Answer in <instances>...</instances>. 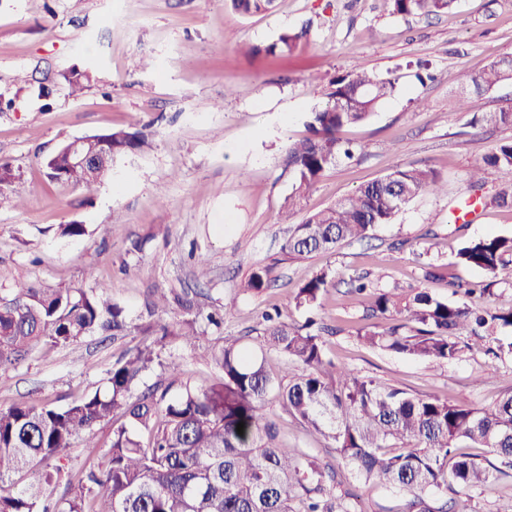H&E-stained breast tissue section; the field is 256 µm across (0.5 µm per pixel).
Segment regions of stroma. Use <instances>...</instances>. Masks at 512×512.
<instances>
[{
  "label": "stroma",
  "instance_id": "stroma-1",
  "mask_svg": "<svg viewBox=\"0 0 512 512\" xmlns=\"http://www.w3.org/2000/svg\"><path fill=\"white\" fill-rule=\"evenodd\" d=\"M286 30L301 35L290 55H248V47L263 49ZM510 54L512 0H455L448 12L407 17L390 14L384 0H276L273 10L252 17L225 0H0V159L16 173L0 192V292L21 280L85 290L103 284L137 323L148 319V300L173 292L193 300L217 352L225 337L254 335L271 308L283 321L303 323L307 312L295 307L293 291L324 272L333 286L316 313L338 330L326 339L331 359L419 396L488 407L512 388V355L494 356L482 341L435 365L366 348L356 331L377 321L348 289L351 278L373 271L383 287L406 294L425 287L449 300L450 282L485 280L483 271L457 264L456 253L471 238L512 236V209L493 202L502 188L494 170L485 171L476 194L469 173L494 146L512 141V126L470 121L512 106V81L471 95L463 112L457 93ZM420 62L429 64L432 80L418 81ZM360 63L395 79L397 91L369 120L338 132L353 159L327 169L303 213L281 221L293 184L285 150L309 137L308 115L326 102L331 81ZM73 67L92 76L76 98L63 81ZM110 128L144 131L154 147L115 157L109 178L90 194L47 178L45 157ZM398 163L434 169L443 191L419 195L371 238L335 252L302 260L283 252L289 224ZM73 223L85 225V235L61 236L60 225ZM200 253L208 259L203 279L195 275ZM428 263L440 265V278L424 281ZM260 265L271 269L268 287L240 292ZM232 295L233 316L207 323ZM147 342L97 333L76 345L37 348L17 368L0 371V405H67L103 388L119 355ZM171 361L181 364L180 375L164 370ZM219 376L213 361L169 338L142 384L166 387L175 398ZM267 413L286 445L335 470L362 512H402L399 497L360 484L331 442L278 401Z\"/></svg>",
  "mask_w": 512,
  "mask_h": 512
}]
</instances>
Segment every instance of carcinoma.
I'll list each match as a JSON object with an SVG mask.
<instances>
[{
  "mask_svg": "<svg viewBox=\"0 0 512 512\" xmlns=\"http://www.w3.org/2000/svg\"><path fill=\"white\" fill-rule=\"evenodd\" d=\"M229 2L236 13L251 17L269 11L274 0ZM451 2L385 0L390 12L401 16L438 14ZM301 37L285 31L265 49L252 47L249 52L290 51ZM65 80L73 96L84 89L90 75L75 69ZM509 80L512 56L492 62L472 79L458 102L463 106L468 95ZM395 92V80L362 64L331 82L327 101L310 112L311 136L286 149L294 184L283 218L301 206L340 156L352 157L337 132L366 120ZM471 124L512 125V108L475 116ZM99 143L106 160L96 172L71 164L61 148L44 160L48 178L90 193L110 175L114 157L151 148L140 130H109ZM487 168L512 186V142L498 145L472 168V188L483 186ZM442 190L435 170L397 164L383 177L293 225L283 251L291 259L332 252L343 242L369 237L419 194ZM456 258L458 264L480 269L490 278L479 289H465L467 294H483L501 275L512 279V236L469 239ZM269 277L270 269L258 266L241 288L259 293ZM330 286L327 273L313 275L296 288L295 307L314 309ZM351 287L357 294L372 293V315L406 320L381 331L357 330L362 344L432 364L460 358L469 347L460 341L463 336L482 339L499 328H512V300L490 312L450 304L425 290L403 295L363 276L352 280ZM264 320L257 336L226 338L217 354L204 350L221 377L202 391L188 389L169 400L167 390L158 385L139 390L143 374L158 358L149 344L123 353L113 363L104 389L65 407L20 401L0 408V512H357L350 501L353 494L327 485L325 469L314 456L283 443L266 413L272 399L332 442L356 479L401 497L404 512H466L464 506L448 504V493H465L486 485L494 473H503L488 459L464 452L466 448H486L502 465L512 467V391L488 408L415 396L336 366L325 353L327 328L314 319L300 326L279 322L271 314ZM161 330L164 336L202 347L195 317ZM109 331L114 340L133 333L154 336L156 324L130 322L104 285L86 291L18 282L0 294V370L17 367L41 345H72ZM270 351L301 364L303 372L288 378L272 375L266 367ZM240 422L245 423L241 435L236 430ZM101 423L112 424L106 449L91 436ZM78 441L92 460L89 467L78 473L59 465L51 471L36 470ZM60 483L64 495L50 499L52 488Z\"/></svg>",
  "mask_w": 512,
  "mask_h": 512,
  "instance_id": "1",
  "label": "carcinoma"
}]
</instances>
